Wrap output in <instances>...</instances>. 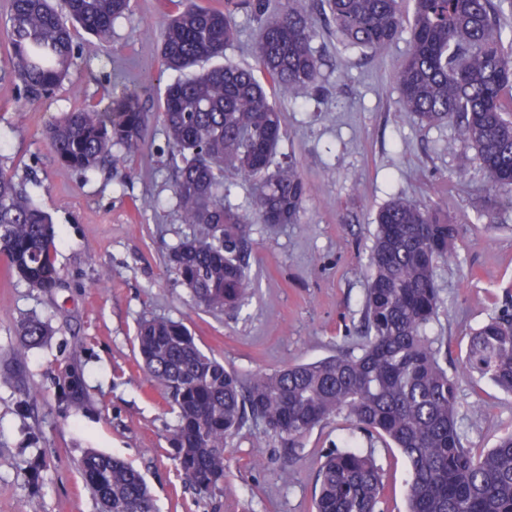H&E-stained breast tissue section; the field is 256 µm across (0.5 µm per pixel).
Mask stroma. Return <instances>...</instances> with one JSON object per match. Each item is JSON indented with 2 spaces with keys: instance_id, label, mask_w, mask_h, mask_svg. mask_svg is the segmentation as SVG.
I'll use <instances>...</instances> for the list:
<instances>
[{
  "instance_id": "obj_1",
  "label": "stroma",
  "mask_w": 512,
  "mask_h": 512,
  "mask_svg": "<svg viewBox=\"0 0 512 512\" xmlns=\"http://www.w3.org/2000/svg\"><path fill=\"white\" fill-rule=\"evenodd\" d=\"M170 9L168 0H131L111 44L79 55L62 85L35 103L9 77V47L0 36V167L52 216L63 278L61 288L41 292L5 278L0 256V512H96L74 466L88 448L137 469L159 512H314L318 461L349 443L374 449L384 469L385 512H406L405 457L370 446L342 417L314 428L288 457L278 438L246 423L230 442L222 489L196 495L172 457L176 417L137 363V327L151 318L182 322L243 380L358 349L375 219L393 195L406 196L460 227L456 255L437 264L442 305L429 333L447 350L457 379L463 442L483 453L512 432V396L470 373L463 359L472 334L512 291V187L488 188L454 126L427 127L399 111L390 74L407 36L380 51L348 49L319 28L311 42L321 63L317 89L276 100L284 131L278 151L294 153L309 187L297 221H253L254 294L234 313L204 312L168 262L174 246L202 232L179 218L157 116L178 77L159 56V28ZM126 86L153 115L143 152L85 172L60 165L45 138L48 123ZM104 269L110 279L101 285ZM27 317L51 330L32 349L16 335ZM72 368L88 393L78 413L62 396ZM37 457L44 470L35 490L25 474Z\"/></svg>"
}]
</instances>
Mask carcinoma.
Returning a JSON list of instances; mask_svg holds the SVG:
<instances>
[{
	"label": "carcinoma",
	"mask_w": 512,
	"mask_h": 512,
	"mask_svg": "<svg viewBox=\"0 0 512 512\" xmlns=\"http://www.w3.org/2000/svg\"><path fill=\"white\" fill-rule=\"evenodd\" d=\"M160 35L167 66L183 69L224 56L237 35L233 12L197 0H172ZM309 0H251L259 22L253 47L258 69L227 62L169 85L161 105L176 172L182 223L202 224L206 236L173 248L169 261L196 304L211 313L237 309L253 288L250 224L226 201L224 172L254 183V208L265 224H293L307 194L297 161L270 170L282 135L281 113L268 91L295 98L316 86L319 60L311 49L316 22ZM323 23L346 46L374 51L409 29V49L393 67L401 110L428 126L452 124L475 150L489 187H512V51L504 48V9L512 0H320ZM129 0H10L4 31L8 75L31 100L48 97L67 75L76 44L73 24L96 44L112 42ZM150 120L136 90L112 91L101 108L89 104L50 122L46 139L57 160L93 170L117 148L125 158L145 146ZM55 225L26 185L0 171V254L7 273L50 291L60 281L53 259ZM459 228L437 210L396 196L381 208L368 259L364 326L359 351L280 369L259 370L245 383L169 319L141 323L136 343L147 380L160 388L178 424L174 460L200 496L224 484L226 445L248 419L279 437L288 454L331 417L352 420L369 439L398 448L408 460V512H512V432L474 455L457 428V384L447 353L428 335L441 298L436 265L456 254ZM21 342L38 346L48 325L28 318ZM468 371L512 395V300L471 336ZM78 470L99 512H157L142 475L125 462L89 448ZM382 469L374 451L335 449L318 466L315 512H380Z\"/></svg>",
	"instance_id": "obj_1"
}]
</instances>
